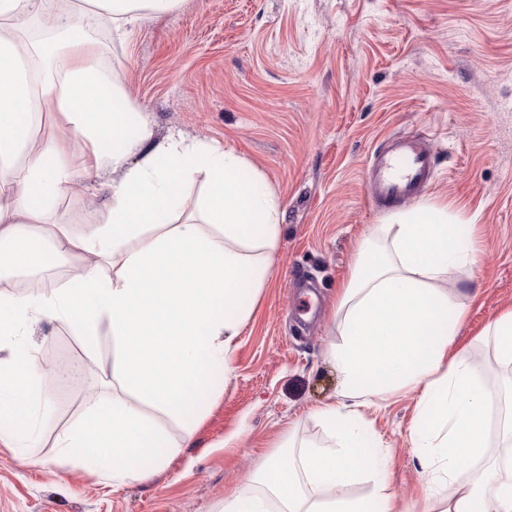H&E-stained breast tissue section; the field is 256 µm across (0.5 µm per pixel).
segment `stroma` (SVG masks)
<instances>
[{"instance_id": "obj_1", "label": "stroma", "mask_w": 512, "mask_h": 512, "mask_svg": "<svg viewBox=\"0 0 512 512\" xmlns=\"http://www.w3.org/2000/svg\"><path fill=\"white\" fill-rule=\"evenodd\" d=\"M100 63L121 82L156 137L176 133L233 150L281 203L276 274L237 339L219 399L189 446L155 477L115 486L56 446L80 415L84 391L109 399L112 340L88 359L71 330L41 321L30 340L45 364L53 419L21 462L0 447V512H217L287 436L330 446L318 409L343 405L328 359L342 344L336 291L358 247L388 210L367 202L366 169L389 137L428 131L437 171L426 200L470 226L471 267L442 287L474 288L454 350L487 366L485 330L512 310V0H181L117 36L90 33ZM103 198H64L62 222L88 232ZM418 395L360 407L382 460L351 486L385 483L393 512H434L414 454Z\"/></svg>"}]
</instances>
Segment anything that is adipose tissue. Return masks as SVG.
Masks as SVG:
<instances>
[{"instance_id": "ef3b65f1", "label": "adipose tissue", "mask_w": 512, "mask_h": 512, "mask_svg": "<svg viewBox=\"0 0 512 512\" xmlns=\"http://www.w3.org/2000/svg\"><path fill=\"white\" fill-rule=\"evenodd\" d=\"M0 0V269L34 264L33 241L76 275L33 296L0 293V447H35L37 419L53 408L39 386L43 358L28 341L43 320L67 325L95 357L102 333L114 343L112 404L90 398L59 437L62 453L114 485L165 471L183 445L167 422H202L199 400L228 373L237 338L274 276L281 209L245 159L214 144L159 140L131 105L97 44L73 31L95 22L121 31L181 0ZM114 175L107 219L86 234L61 224L62 197H93L94 178ZM204 175L198 222L174 223L183 183ZM215 234L202 232V225ZM457 215L423 202L375 225L340 289L344 342L330 360L344 397L369 404L419 390L417 458L424 489L442 512H512V415L501 423L503 454H491L492 399L481 370L453 353L475 296L447 290L450 268L474 263ZM341 447L279 455L224 499L221 512H388L382 497L346 488L368 466L356 409L316 413ZM479 464L470 473L462 460Z\"/></svg>"}]
</instances>
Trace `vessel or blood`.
Here are the masks:
<instances>
[{"label":"vessel or blood","mask_w":512,"mask_h":512,"mask_svg":"<svg viewBox=\"0 0 512 512\" xmlns=\"http://www.w3.org/2000/svg\"><path fill=\"white\" fill-rule=\"evenodd\" d=\"M435 167L436 153L425 134L393 138L372 157L369 204L388 208L416 199L431 184Z\"/></svg>","instance_id":"b4317fda"}]
</instances>
